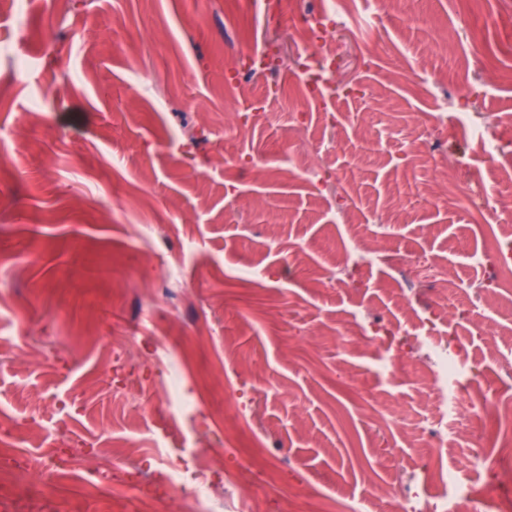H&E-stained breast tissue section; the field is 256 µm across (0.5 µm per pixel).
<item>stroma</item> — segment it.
<instances>
[{
  "label": "stroma",
  "instance_id": "stroma-1",
  "mask_svg": "<svg viewBox=\"0 0 512 512\" xmlns=\"http://www.w3.org/2000/svg\"><path fill=\"white\" fill-rule=\"evenodd\" d=\"M242 3L88 0L51 14L29 0L18 28L0 14V44L28 62L0 92V141H20L0 163V439L60 512L97 491L81 456L67 475L42 469L54 449L130 435L145 458L162 454L153 416L128 410L125 377L154 391L181 370L199 414L179 430L212 419L231 439L226 471L252 448L287 455L256 489L261 512H281L305 478L366 512H378L369 473L444 493L441 468L466 446L449 434L443 462L427 461L422 425L447 419L424 344L447 349L467 402L491 387L512 410V309L484 305L512 295V259L489 263L512 250V222L450 183L444 200L427 194L449 155L485 160L474 134L440 130L444 104L512 132V0H305L338 14L321 44L287 5ZM275 40L277 75L234 81L237 52ZM315 50L334 52L342 89L321 103L298 75ZM248 97L260 111L237 115ZM422 131L435 144L415 158ZM312 146L314 183L299 174ZM370 236L383 258L337 287V262ZM422 254L446 281L414 268ZM483 327L501 330L495 346ZM201 331L214 343L190 345ZM394 354L406 370L385 368Z\"/></svg>",
  "mask_w": 512,
  "mask_h": 512
}]
</instances>
